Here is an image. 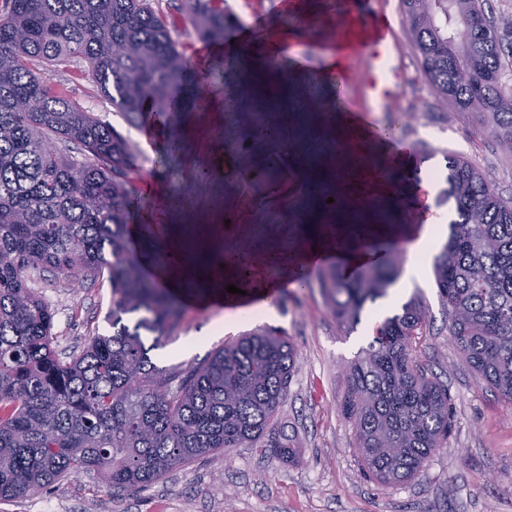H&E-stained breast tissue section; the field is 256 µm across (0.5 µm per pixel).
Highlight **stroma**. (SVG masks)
Listing matches in <instances>:
<instances>
[{
	"label": "stroma",
	"instance_id": "1",
	"mask_svg": "<svg viewBox=\"0 0 512 512\" xmlns=\"http://www.w3.org/2000/svg\"><path fill=\"white\" fill-rule=\"evenodd\" d=\"M284 14L279 0H227L240 19L235 42L227 51L208 55L204 41L173 28L171 35L187 59L180 86L187 105L192 141L179 161L165 150L138 151L134 187L141 194L156 189L177 196L167 210L174 232L207 237L213 250L237 248L270 264H283L280 246L290 225L303 209L299 187L268 183L269 170L287 171L288 160L274 138L253 143L234 154L236 182L223 172L196 178L194 168L210 164L225 145L237 142L250 115L228 112L224 103L240 85L239 60L253 59L245 29L252 17L266 20V31L281 30L280 60L289 43L302 40L306 30L327 16L330 0H292ZM398 65L404 80L384 122L404 118L405 141L418 159L417 167L400 175L404 191L400 203L411 208L412 184L429 179L434 208L453 209L444 192L448 187V155L465 157L492 178L497 193L512 198V154L476 131L472 113L444 102L419 74L414 49L406 36L398 38ZM53 87L71 101L109 123L132 142L141 129L129 127L101 93L84 64L51 69ZM249 205L250 221L233 238H226L221 221L228 206ZM27 284L54 315L52 346L58 354L81 350L90 337L112 332V286L107 276L71 280L50 269L27 274ZM416 300L423 323L412 341L417 361L447 386L452 399V430L448 443L415 478L386 487L364 479L352 444V426L340 411L346 391L345 371L366 346L374 327ZM184 319L151 353L153 362L169 372H189L204 364L224 343L255 330L243 321L223 336L196 343V336L224 309L215 304H184ZM271 326L286 330L296 349L288 399L280 421L294 431L300 453L292 462L260 455L255 448L215 451L175 469L145 487L107 488L96 472L69 476L51 488L0 501V512H512V402L479 380L448 334V310L433 270L412 280L397 300L383 298L367 304L354 329L341 326L320 288H289L280 294Z\"/></svg>",
	"mask_w": 512,
	"mask_h": 512
}]
</instances>
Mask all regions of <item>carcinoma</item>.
<instances>
[{"mask_svg": "<svg viewBox=\"0 0 512 512\" xmlns=\"http://www.w3.org/2000/svg\"><path fill=\"white\" fill-rule=\"evenodd\" d=\"M154 2L9 0L0 14V501L84 471L121 490L212 451L254 447L285 462L298 453L295 434L276 422L296 357L284 330L262 327L186 374L152 362L181 306L141 273L131 251L126 217L145 201L132 182L136 146L33 68L86 64L132 127L168 112L186 56ZM225 2L183 0L185 32L224 43L238 22ZM401 6L423 79L512 153V21L495 25L491 0ZM287 88L286 77L264 70L242 81L252 101ZM69 143L81 159L66 152ZM448 168L458 219L434 259L448 335L479 378L512 401V200L493 192L471 161L451 154ZM303 181L311 204L336 188L324 172ZM373 246L378 261L349 275L340 263L320 274L343 326L358 323L365 304L386 297L398 277L396 245ZM40 267L67 278L108 272L112 334L61 359L53 313L27 285V272ZM128 314L138 315L132 326ZM422 323L419 306L406 304L348 366L341 412L362 472L382 486L412 480L451 429L448 388L413 355Z\"/></svg>", "mask_w": 512, "mask_h": 512, "instance_id": "1", "label": "carcinoma"}]
</instances>
